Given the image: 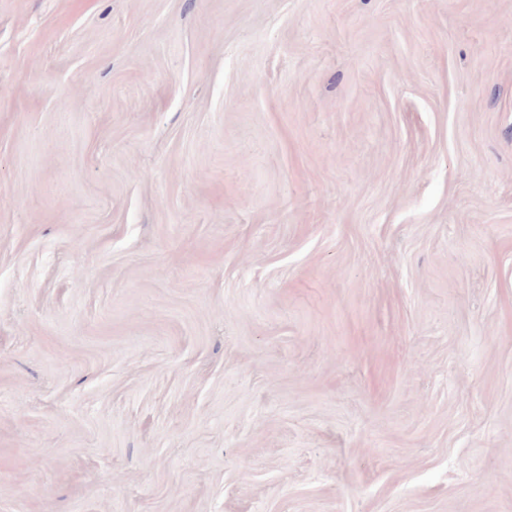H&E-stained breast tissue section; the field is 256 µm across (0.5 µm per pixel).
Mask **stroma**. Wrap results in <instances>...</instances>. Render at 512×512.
<instances>
[{"label":"stroma","mask_w":512,"mask_h":512,"mask_svg":"<svg viewBox=\"0 0 512 512\" xmlns=\"http://www.w3.org/2000/svg\"><path fill=\"white\" fill-rule=\"evenodd\" d=\"M0 512H512V0H0Z\"/></svg>","instance_id":"1"}]
</instances>
